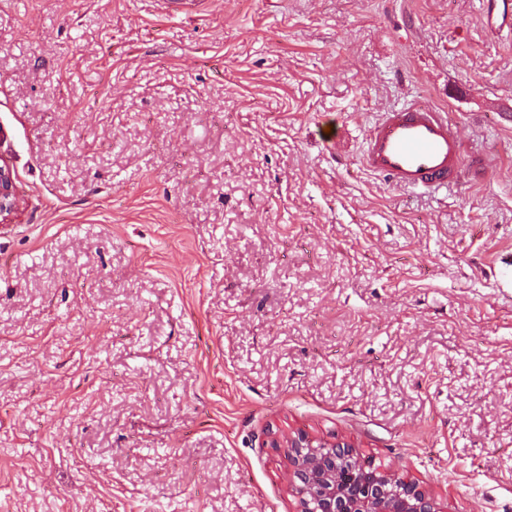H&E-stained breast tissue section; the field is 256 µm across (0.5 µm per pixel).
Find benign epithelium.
I'll return each mask as SVG.
<instances>
[{"mask_svg":"<svg viewBox=\"0 0 512 512\" xmlns=\"http://www.w3.org/2000/svg\"><path fill=\"white\" fill-rule=\"evenodd\" d=\"M19 210L13 170L0 157V223H13ZM279 447L288 449L299 512H440L430 491L391 469L378 468L356 485H343L340 466L362 462L352 446L288 432Z\"/></svg>","mask_w":512,"mask_h":512,"instance_id":"7a95c632","label":"benign epithelium"}]
</instances>
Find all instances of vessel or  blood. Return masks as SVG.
Wrapping results in <instances>:
<instances>
[{
	"label": "vessel or blood",
	"mask_w": 512,
	"mask_h": 512,
	"mask_svg": "<svg viewBox=\"0 0 512 512\" xmlns=\"http://www.w3.org/2000/svg\"><path fill=\"white\" fill-rule=\"evenodd\" d=\"M361 163L393 187L427 194L448 193L465 175L489 169L484 155L467 150L446 113L418 101L381 113L365 134Z\"/></svg>",
	"instance_id": "b4317fda"
}]
</instances>
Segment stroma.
<instances>
[{
    "instance_id": "obj_1",
    "label": "stroma",
    "mask_w": 512,
    "mask_h": 512,
    "mask_svg": "<svg viewBox=\"0 0 512 512\" xmlns=\"http://www.w3.org/2000/svg\"><path fill=\"white\" fill-rule=\"evenodd\" d=\"M409 99L493 175L365 172ZM0 157V512H297L284 432L512 512V34L482 0H0ZM20 199L16 190L13 170L0 157V223L11 224L20 210Z\"/></svg>"
}]
</instances>
